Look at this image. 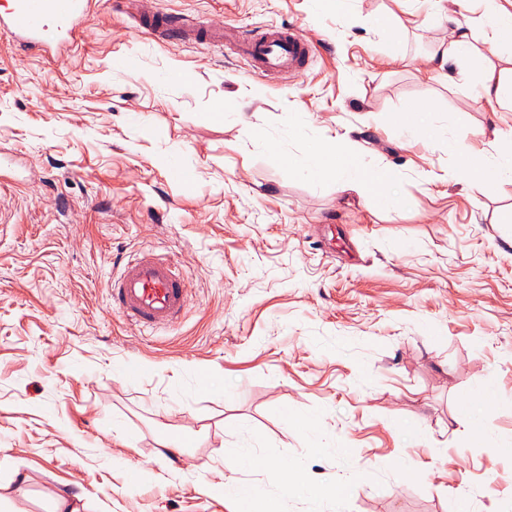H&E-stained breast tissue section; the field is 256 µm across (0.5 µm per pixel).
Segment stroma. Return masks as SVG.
Masks as SVG:
<instances>
[{"mask_svg": "<svg viewBox=\"0 0 512 512\" xmlns=\"http://www.w3.org/2000/svg\"><path fill=\"white\" fill-rule=\"evenodd\" d=\"M151 11L294 26L315 52L303 72L259 78L233 43L158 39L139 23ZM401 12L96 0L82 55L64 61L0 33V153L18 159L0 169V483L29 477L0 512H50L59 493L84 512H246L221 490L239 482L258 488L255 512H331L334 487L344 512H512V454L494 448L512 441V182L470 189L449 143L485 150L512 112L472 95L473 64L453 86L419 67L445 19L415 17L391 62L374 21ZM128 56L137 69L113 67ZM173 69L190 81L166 80ZM256 82L263 95L245 97ZM219 99L237 116L201 120ZM423 99L440 107L437 136L379 124ZM336 136L400 172L395 210L302 174L311 142ZM171 155L193 185L169 179ZM149 250L190 291L157 332L108 305L113 277ZM123 365L136 375L117 379ZM481 389L478 434L454 415ZM245 433L263 462L239 469L224 450ZM169 434L185 442L176 468L158 455ZM287 462L308 489L284 500Z\"/></svg>", "mask_w": 512, "mask_h": 512, "instance_id": "1", "label": "stroma"}]
</instances>
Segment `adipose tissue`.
<instances>
[{"label": "adipose tissue", "instance_id": "obj_1", "mask_svg": "<svg viewBox=\"0 0 512 512\" xmlns=\"http://www.w3.org/2000/svg\"><path fill=\"white\" fill-rule=\"evenodd\" d=\"M485 10L477 25L456 24L448 38L427 54L422 65L438 81L451 84L460 61L477 59L483 66L476 81V93L493 109L512 111V8L501 0H484ZM483 38H475V28ZM491 150L477 155L465 143L457 145V167L470 177L473 189L489 192L512 181V127L492 132ZM303 170L317 184L333 181L337 189L370 194L383 207L394 208L398 198L392 192L400 174L397 170L366 162L344 140L318 141L306 152Z\"/></svg>", "mask_w": 512, "mask_h": 512}]
</instances>
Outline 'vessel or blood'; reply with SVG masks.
<instances>
[{"label": "vessel or blood", "instance_id": "obj_1", "mask_svg": "<svg viewBox=\"0 0 512 512\" xmlns=\"http://www.w3.org/2000/svg\"><path fill=\"white\" fill-rule=\"evenodd\" d=\"M0 10V32L16 46L66 59L82 47L81 29L89 17L92 0H5ZM143 26L162 40H177L196 32L204 38L221 39L219 27H191L186 18L153 13ZM253 75L306 69L313 55L311 42L296 28L270 26L249 36L238 33ZM112 307L143 327L166 329L184 315L189 293L173 262L148 252L127 263L110 290Z\"/></svg>", "mask_w": 512, "mask_h": 512}]
</instances>
